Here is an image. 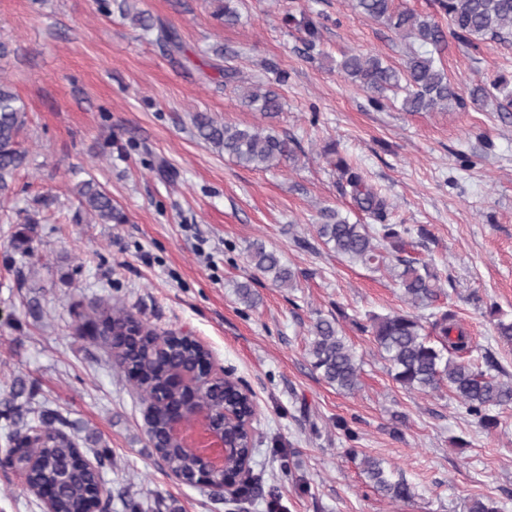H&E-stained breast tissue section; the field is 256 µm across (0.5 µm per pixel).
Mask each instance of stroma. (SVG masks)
Segmentation results:
<instances>
[{
	"label": "stroma",
	"instance_id": "obj_1",
	"mask_svg": "<svg viewBox=\"0 0 512 512\" xmlns=\"http://www.w3.org/2000/svg\"><path fill=\"white\" fill-rule=\"evenodd\" d=\"M121 3L104 13L98 0H0V80L27 106L20 142L30 158L0 200V399L36 397L70 420L88 458L109 450L100 469L114 493L108 512H124L125 493L159 512H227L221 496L169 475L133 387L105 347L77 335L109 297L159 329H190L252 393L261 481L242 512H467L477 497L512 512V407L486 431L447 388L396 383L357 324L408 310L401 288L336 257L315 232L321 209L360 216L336 169L346 157L386 199L387 223L428 230L408 237L406 257L433 261L441 305L472 338L471 360H494L512 382V346L498 342L487 313L494 304L512 315V117L468 98L475 85L512 81V43L449 40L439 59L464 104L405 112L396 100L373 103L336 69L346 53L397 66L407 47L354 15L351 0H242L233 26L215 18V0H137L178 30L182 57L126 21ZM307 21L320 33L312 49ZM219 46L229 56L216 57ZM218 63L237 69L239 85L287 73L273 125L294 139L292 159L246 169L193 137L195 112L242 127L263 121L239 86L216 81ZM90 176L127 223L75 221L72 187ZM29 214L38 218L31 242L14 247ZM256 240L294 271L293 287L258 277L247 258ZM245 281L258 296L252 308L233 290ZM320 316L338 318L362 361L354 393L311 365L309 328ZM367 457L405 478L415 498L377 492ZM0 512H42L17 471L1 467Z\"/></svg>",
	"mask_w": 512,
	"mask_h": 512
}]
</instances>
